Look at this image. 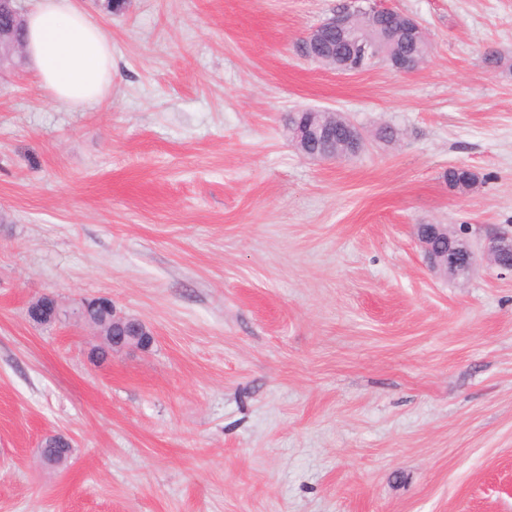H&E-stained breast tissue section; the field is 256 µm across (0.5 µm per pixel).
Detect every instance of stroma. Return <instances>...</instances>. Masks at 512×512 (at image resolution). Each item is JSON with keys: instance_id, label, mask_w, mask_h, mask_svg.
Returning <instances> with one entry per match:
<instances>
[{"instance_id": "1", "label": "stroma", "mask_w": 512, "mask_h": 512, "mask_svg": "<svg viewBox=\"0 0 512 512\" xmlns=\"http://www.w3.org/2000/svg\"><path fill=\"white\" fill-rule=\"evenodd\" d=\"M341 2L79 0L107 104L0 78V512H512V274L436 277L415 239L512 225V0H385L427 54L351 76L300 49ZM302 108L367 147L303 158ZM45 295L154 342L99 360L96 328L28 318ZM110 311H112V321L108 324L112 325L113 329L116 327L131 326L136 330L134 334H131L133 336H129L128 339H126L125 336L112 338L113 350L125 348H148L153 343L154 337L152 331L139 319L121 315L113 307L112 302Z\"/></svg>"}]
</instances>
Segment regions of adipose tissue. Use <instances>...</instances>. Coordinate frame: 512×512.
Here are the masks:
<instances>
[{
	"mask_svg": "<svg viewBox=\"0 0 512 512\" xmlns=\"http://www.w3.org/2000/svg\"><path fill=\"white\" fill-rule=\"evenodd\" d=\"M24 53L50 100L101 103L112 90V43L77 0H37L25 16Z\"/></svg>",
	"mask_w": 512,
	"mask_h": 512,
	"instance_id": "ef3b65f1",
	"label": "adipose tissue"
}]
</instances>
